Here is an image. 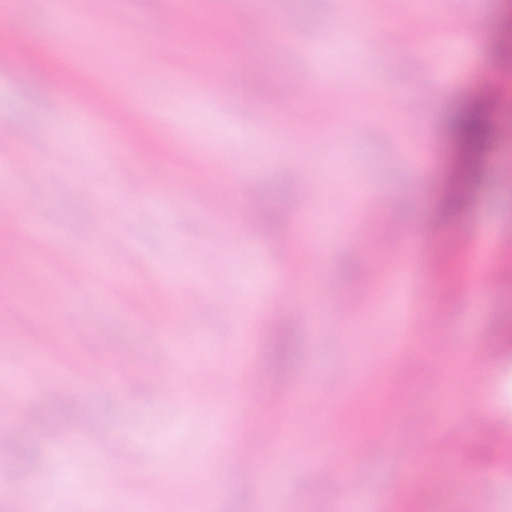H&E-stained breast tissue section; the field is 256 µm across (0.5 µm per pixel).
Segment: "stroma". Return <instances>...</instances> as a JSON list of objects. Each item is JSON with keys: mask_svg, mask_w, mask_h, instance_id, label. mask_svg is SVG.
<instances>
[{"mask_svg": "<svg viewBox=\"0 0 512 512\" xmlns=\"http://www.w3.org/2000/svg\"><path fill=\"white\" fill-rule=\"evenodd\" d=\"M77 20L60 29L48 0H28L20 13L0 0V283L20 256L40 267L21 284L24 308L0 310V361L16 363L8 379L19 387L29 368L62 371L57 398L27 391L23 406L0 418V512H28L27 477L42 475L56 512H126L141 500L150 512L197 503L199 512H339L342 493L363 499L365 512H402L407 491L397 462L380 450L339 482L320 478L331 455L315 444L339 407L349 376L365 367L380 374L375 394L390 419L407 425L410 448L435 445L443 459L463 460L438 486L417 490L422 512H512V357L495 338L512 316V74L498 66L505 14L512 0H367L387 35L365 54L346 52L332 38L343 23L340 0H265L270 25L292 38L262 44L263 68L238 65L246 40L242 0H201L203 24L174 10L171 0H69ZM446 12L439 29L430 15ZM138 38H128V29ZM174 42H197L192 66L216 80L191 86L179 57L149 67L146 49L157 29ZM37 31L23 58L12 47ZM47 40H66L79 53L49 76L55 61ZM321 73L320 97L308 78ZM432 84H424V77ZM498 97L490 113L497 134L479 157L482 180L467 182L457 207L443 209L448 183L465 163L451 132L453 115L474 102L487 82ZM89 84L103 94L122 85L141 115L127 131L121 113L67 112V91ZM294 85L292 105L281 102ZM431 87L433 107L411 104ZM123 140L122 153L98 156L90 136ZM247 180H240V171ZM249 193L265 213L228 214L226 196ZM100 195V212L87 201ZM364 224L388 230L376 243L361 239ZM465 224L477 245L461 254L453 237L422 238L426 225ZM320 251L316 265L288 264L283 241ZM381 254L413 268L405 280L407 311L385 313L388 280L373 281ZM90 259L95 288L56 289L68 267ZM293 280L290 295L278 284ZM321 291L314 319L293 315L297 303ZM103 296L97 320H80L90 291ZM210 304L190 312L199 294ZM455 314L447 321L433 307ZM288 327L297 350L286 372L270 362L273 333ZM407 340L395 362L383 354L394 337ZM120 351L128 384L106 375ZM207 364L199 373V364ZM273 388L255 411L252 444L286 438L290 463L270 461L272 479L241 477L230 458L211 460L215 445H233V426H217L216 409L234 412L242 398L240 367ZM491 370L488 389L470 379ZM436 373L432 390L424 377ZM175 384L162 391L157 378ZM319 396L317 412L297 393ZM123 444L115 460L125 480L110 481L93 436Z\"/></svg>", "mask_w": 512, "mask_h": 512, "instance_id": "obj_1", "label": "stroma"}]
</instances>
